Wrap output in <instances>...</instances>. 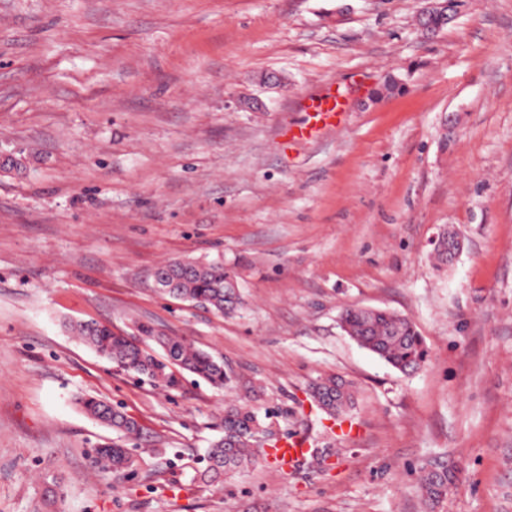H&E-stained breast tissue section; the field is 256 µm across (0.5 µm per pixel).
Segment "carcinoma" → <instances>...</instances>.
<instances>
[{
	"instance_id": "cac0c4a2",
	"label": "carcinoma",
	"mask_w": 512,
	"mask_h": 512,
	"mask_svg": "<svg viewBox=\"0 0 512 512\" xmlns=\"http://www.w3.org/2000/svg\"><path fill=\"white\" fill-rule=\"evenodd\" d=\"M154 281L163 294L215 313L232 312L240 303L235 276L224 269L221 260L166 262L155 269ZM340 322L359 347L402 373L420 369L427 359L424 342L414 325L393 312L347 308ZM69 329L119 369L166 392L181 388L185 372L220 390L228 381L223 361L182 336L148 324L137 326L136 336L116 333L112 327L96 321L71 324ZM155 345L162 350V356L154 354ZM311 395L332 417L352 400L350 386L333 376L315 383ZM77 404L88 416L117 434V440L95 448L92 465L98 474L134 472L136 460L125 448V442L139 437L138 422L92 396L78 398ZM265 430L254 411L240 406L225 408L223 434L210 443L206 466L198 473L199 480L210 485L223 473L256 460L258 450L253 445ZM448 477L450 474L444 467L422 469L420 489L430 509H435L447 497Z\"/></svg>"
}]
</instances>
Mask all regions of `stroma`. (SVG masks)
<instances>
[{"label":"stroma","instance_id":"1","mask_svg":"<svg viewBox=\"0 0 512 512\" xmlns=\"http://www.w3.org/2000/svg\"><path fill=\"white\" fill-rule=\"evenodd\" d=\"M423 5L0 0V512H512V0H459L433 35ZM339 90L335 128L286 138ZM177 258L223 260L236 310L160 293ZM351 307L409 319L424 366L361 349ZM89 320L185 337L230 387L137 381L67 329ZM328 375L351 434L310 396ZM81 396L138 421L135 474L95 476L113 433ZM229 404L324 467L200 484ZM432 462L458 476L433 510Z\"/></svg>","mask_w":512,"mask_h":512}]
</instances>
